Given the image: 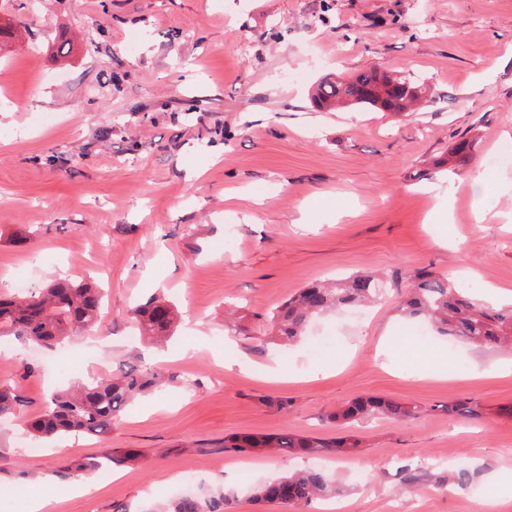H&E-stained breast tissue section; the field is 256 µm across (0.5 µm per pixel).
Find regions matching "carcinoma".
I'll use <instances>...</instances> for the list:
<instances>
[{"mask_svg":"<svg viewBox=\"0 0 512 512\" xmlns=\"http://www.w3.org/2000/svg\"><path fill=\"white\" fill-rule=\"evenodd\" d=\"M430 89L398 69L362 70L349 77L327 75L313 87V104L325 111L362 108L399 114L428 100ZM476 149V140L461 137L437 166L466 170ZM383 280L376 274H358L347 279L310 284L261 318L263 336L251 350L263 353L270 344L289 345L305 336L309 323L318 316L347 307L363 306L382 298ZM103 302V289L94 282L56 281L38 292L0 298V338L14 337L32 347L54 349L73 335L95 326ZM398 310L404 316L427 322L440 336L462 340L475 348L492 349L512 345V305L493 308L448 278L422 270L410 278ZM132 320L142 341L161 345L178 326V310L168 297L156 294L132 310ZM176 375L161 374L127 364L119 374L89 384L54 392L45 400L40 416L26 424L35 440L66 434L105 436L112 424L137 398L157 391ZM27 400L19 386L0 384V422L19 420ZM450 416L480 417L478 404L458 401L440 406ZM423 410L415 405L379 396L357 397L327 415L345 424L389 419L409 422ZM355 435L331 442L320 441L286 430L268 437L234 435L224 439V452L247 453L263 450L270 454H314L323 449L351 453L359 448ZM133 452L109 450L99 459L70 464L59 472L70 481L85 472L106 471L133 462ZM340 481L323 468L311 467L291 473L255 489L252 499L275 506L303 509L316 499L336 495ZM228 494L184 495L172 512H224Z\"/></svg>","mask_w":512,"mask_h":512,"instance_id":"1","label":"carcinoma"}]
</instances>
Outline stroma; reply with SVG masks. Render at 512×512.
Returning a JSON list of instances; mask_svg holds the SVG:
<instances>
[{"instance_id": "stroma-1", "label": "stroma", "mask_w": 512, "mask_h": 512, "mask_svg": "<svg viewBox=\"0 0 512 512\" xmlns=\"http://www.w3.org/2000/svg\"><path fill=\"white\" fill-rule=\"evenodd\" d=\"M178 38H168V31ZM406 66L432 91L410 115L320 111L315 81ZM478 146L474 197L436 162L462 135ZM512 0H0V296L27 270L30 291L54 279L99 280L98 324L72 337L67 370L0 339V383L17 382L27 417L55 388L110 374L133 354L130 311L167 294L175 342L144 366L177 380L127 410L102 437L30 453L23 422L0 424V512H163L182 496L226 489L227 512H284L255 486L320 465L350 512H512V351L445 337L414 342L396 307L420 270L512 303ZM310 223H300L302 211ZM485 219H477V212ZM447 245H438V237ZM387 275L362 321L314 320L305 339L261 355L244 325L306 285L356 272ZM377 395L426 408L409 423L350 427L328 413ZM267 397L287 400L281 413ZM468 399L482 416L449 418ZM357 435L350 456L224 453L225 436L282 430ZM132 449L119 477L88 473L79 496L59 486L75 459ZM419 469L406 492L401 470ZM476 471L466 489L452 478Z\"/></svg>"}]
</instances>
